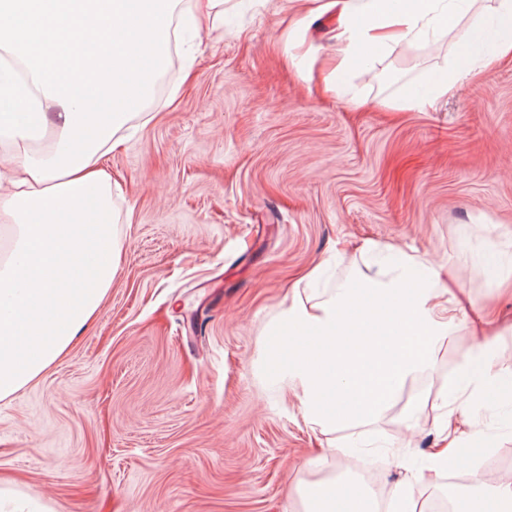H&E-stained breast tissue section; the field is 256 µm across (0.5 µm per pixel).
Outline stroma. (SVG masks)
Returning <instances> with one entry per match:
<instances>
[{"instance_id": "stroma-1", "label": "stroma", "mask_w": 512, "mask_h": 512, "mask_svg": "<svg viewBox=\"0 0 512 512\" xmlns=\"http://www.w3.org/2000/svg\"><path fill=\"white\" fill-rule=\"evenodd\" d=\"M302 0H226L193 56L174 49L166 92L131 103L103 160L119 272L74 347L0 400V512H305L300 489L349 471L413 512L448 495V474L410 479L440 446L438 397L478 344L459 332L373 423L311 428L269 358L306 268L326 298L364 269L365 242L438 262L497 314L512 378V63L434 109L395 110L457 51L452 37L401 44L343 82L369 104L323 93L336 17L307 30ZM310 54L290 63L298 46ZM495 263L485 278L482 258ZM417 421L403 412L414 397ZM481 453L459 472L451 512H494L486 474L512 456V428L475 416Z\"/></svg>"}]
</instances>
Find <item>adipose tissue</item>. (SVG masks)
<instances>
[{"label": "adipose tissue", "instance_id": "1", "mask_svg": "<svg viewBox=\"0 0 512 512\" xmlns=\"http://www.w3.org/2000/svg\"><path fill=\"white\" fill-rule=\"evenodd\" d=\"M336 11V51L327 67L372 68L381 51L456 33L446 70L405 108L425 109L465 79L512 59V0L472 14V0H326ZM224 16V0H0V223L13 230L0 258V400L68 353L98 313L119 268L110 220L112 178L101 158L126 123L103 96L148 98L171 53L173 22L201 30ZM54 135L36 152L26 121ZM423 256L367 264L358 284L322 301L293 293L273 357L311 427L377 419L406 381L435 364V349L459 328L482 343L458 368L464 387L497 377L491 321L442 281ZM315 512H376L367 485L332 478L303 491Z\"/></svg>", "mask_w": 512, "mask_h": 512}]
</instances>
